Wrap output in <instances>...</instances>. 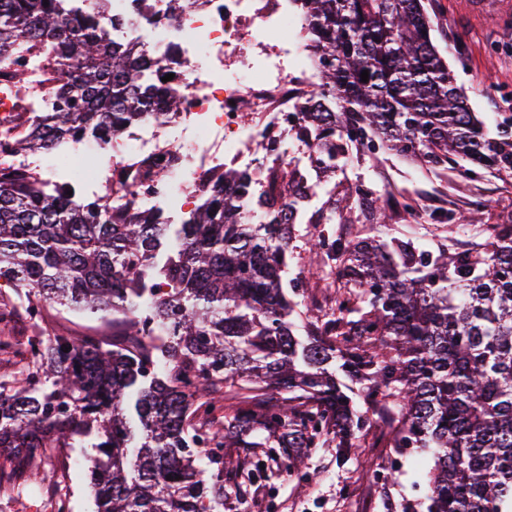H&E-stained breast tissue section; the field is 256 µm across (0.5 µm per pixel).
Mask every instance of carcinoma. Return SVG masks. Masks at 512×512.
Wrapping results in <instances>:
<instances>
[{"instance_id": "obj_1", "label": "carcinoma", "mask_w": 512, "mask_h": 512, "mask_svg": "<svg viewBox=\"0 0 512 512\" xmlns=\"http://www.w3.org/2000/svg\"><path fill=\"white\" fill-rule=\"evenodd\" d=\"M64 2L0 0V79L38 102L42 86L16 68L30 60L57 108L20 113L26 132L0 127L12 153L106 143L154 105H180L152 79L156 53L105 35L122 17L93 0L70 17ZM298 2L326 61L323 101L305 110L321 122L316 170L370 132L464 177L512 175V140L482 133L423 0ZM265 175L270 194L249 174L215 175L172 233L153 212L80 203L66 182L0 167V281L33 315L55 303L112 316L110 336H0L24 363L0 383V478L32 472L47 446L89 448L96 512H224L239 475L300 470L313 448L345 462L377 427L385 447L433 456L424 501L403 512H512V224L427 258L321 231L308 253L336 267L334 305L298 312L292 195L308 178L291 158ZM226 448L241 449L231 469Z\"/></svg>"}]
</instances>
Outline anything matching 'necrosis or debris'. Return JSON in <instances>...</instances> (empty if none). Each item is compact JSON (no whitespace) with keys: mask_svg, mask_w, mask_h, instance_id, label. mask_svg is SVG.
I'll use <instances>...</instances> for the list:
<instances>
[{"mask_svg":"<svg viewBox=\"0 0 512 512\" xmlns=\"http://www.w3.org/2000/svg\"><path fill=\"white\" fill-rule=\"evenodd\" d=\"M126 10L131 23L112 38L157 50L155 76L167 78L181 104L174 113L158 106L122 139L60 152L55 170L83 198L120 182L139 209L168 221L194 210L224 169L267 168L273 151L310 157L297 131L300 107L317 92L318 66L288 37L308 27L296 0H190L179 9L170 0H128ZM161 166L170 168L169 181L151 177Z\"/></svg>","mask_w":512,"mask_h":512,"instance_id":"obj_1","label":"necrosis or debris"}]
</instances>
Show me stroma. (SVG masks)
I'll return each mask as SVG.
<instances>
[{"instance_id": "obj_1", "label": "stroma", "mask_w": 512, "mask_h": 512, "mask_svg": "<svg viewBox=\"0 0 512 512\" xmlns=\"http://www.w3.org/2000/svg\"><path fill=\"white\" fill-rule=\"evenodd\" d=\"M428 10L435 43L487 135L512 137V7L484 18L471 13L467 0H429ZM322 181L324 190L300 214L295 253H302L318 232L320 217L329 212L335 213V228L346 238L375 239L385 233L433 253L470 249L472 238L455 227L472 215L486 224H512V177L486 170L464 180L449 165L425 166L383 147L373 153L352 150L346 164L325 173ZM361 184L382 197L386 225L369 219L365 204L353 196V188ZM405 197L427 203L426 223L404 222L400 202ZM48 318L76 336L112 331L111 318L57 305L49 307ZM431 464V453L424 448L400 453L366 447L343 464L337 463L335 449L315 448L304 474L276 473L244 484L239 497H227L225 512H240L244 504L252 512H398L402 503L422 497ZM87 466L86 449H44L34 461L36 478L9 479V491L0 493V512H48L51 497L61 489L68 493L70 512H96Z\"/></svg>"}]
</instances>
